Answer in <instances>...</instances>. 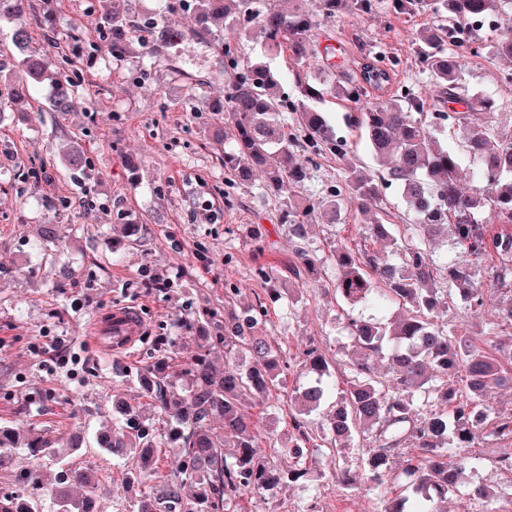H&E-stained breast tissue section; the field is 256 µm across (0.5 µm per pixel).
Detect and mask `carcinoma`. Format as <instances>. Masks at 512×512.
Masks as SVG:
<instances>
[{"mask_svg":"<svg viewBox=\"0 0 512 512\" xmlns=\"http://www.w3.org/2000/svg\"><path fill=\"white\" fill-rule=\"evenodd\" d=\"M277 0H192L201 25L222 24L238 35L262 39L266 52H287L296 61L293 73L296 95L284 96L282 78L263 58L232 67L224 99L209 103V110L224 114V171L231 181L245 184L261 178L263 193L278 204V217L288 226L293 243L288 279L308 284L328 283L347 306L346 330L352 347L350 376L339 388L328 381L330 361L315 342L301 353V365L314 374L310 382L288 395L294 405L292 434L286 442L273 430H262L245 412L250 404L270 399L284 387L292 363L272 337L256 326L269 309L288 299L277 271L256 268L268 285L256 304L237 311L233 299L239 289L227 282L224 306L210 307L198 315L183 313L179 328L196 333L195 349L180 355L157 348L151 360L135 368L116 370L125 381L139 385L162 420V430L145 420L136 408L121 400L114 413L120 432H101L96 445L115 460L134 454L138 469L127 475L135 485L156 477L157 449L177 450L179 461L151 489L135 498L128 512H236L247 495L270 494L276 488L303 478L297 448H326L336 454L348 449L358 436L369 448L364 469L375 500L374 512H442L435 504L447 502L456 488L463 465L478 457L460 452L473 448L481 427L491 425L500 440H512V409L487 412L485 397L492 390H512V350L501 353L499 336L512 329V303L497 317L484 320L492 292L512 293V234L487 237L481 225L512 224V139L499 135L494 121L504 103L463 92L459 84L462 56L456 47L472 37L469 20L476 15L502 14L505 0H438L441 23L420 29L414 36V58L428 71L438 106L464 103L454 112L457 131L418 118L420 104L399 94L381 101L366 99V87L389 82L394 61L377 55L367 59L363 81L330 86L322 71L309 62L316 22L303 0L282 9ZM55 0H43L35 11L30 0H0V19L15 22L12 41L27 49L30 32L50 21ZM112 51L123 48L134 33L131 23L108 0H98L92 19ZM486 56L512 62V26H508ZM46 84L55 112H69L79 84L46 54L30 51L21 69L6 70L0 61V100L21 99L31 87ZM350 104L347 126L364 137L371 153L390 159L385 171L368 172L348 162V142L337 138L322 105L326 97ZM451 134L446 144L439 136ZM329 154L341 162L340 185L317 200L296 201L295 188L307 177L299 152ZM476 158L490 182L473 191L459 185L463 159ZM60 161L87 174L88 154L72 144ZM394 188L405 203L403 217L384 207L385 191ZM372 213L367 236L385 242L382 255L366 247H335L333 272L304 244L306 228L314 223L334 224L346 205ZM407 223L408 235H397L396 219ZM452 226L456 245L482 258L490 253L498 264L484 271L481 284L466 265L448 260L434 265L430 245L441 228ZM64 242L58 225H41L37 249L46 257L60 251ZM456 289L474 330L460 332L436 320L444 296ZM395 306L400 316L382 321L364 309ZM229 358L224 371L215 369L211 354ZM428 394L439 407L423 413L417 394ZM335 395L324 424L317 432L307 429L302 416L318 409ZM273 448L262 452V442ZM29 450L31 464L19 471L23 493L0 498V512H43L41 499L51 495L57 512H96L90 507L105 491L99 472L76 467L71 457L83 443L76 437L67 445L41 433L21 437L14 428L0 425V469L14 467L12 449ZM403 473L410 479L413 498L393 488L390 459L405 447ZM295 458L284 468L275 455ZM49 461L58 468L55 487L43 483L42 467Z\"/></svg>","mask_w":512,"mask_h":512,"instance_id":"obj_1","label":"carcinoma"}]
</instances>
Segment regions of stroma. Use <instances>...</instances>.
Listing matches in <instances>:
<instances>
[{
	"label": "stroma",
	"instance_id": "35a3bbf8",
	"mask_svg": "<svg viewBox=\"0 0 512 512\" xmlns=\"http://www.w3.org/2000/svg\"><path fill=\"white\" fill-rule=\"evenodd\" d=\"M116 9L135 21L156 17L154 26L136 32L134 50L122 57L105 52H78L70 39L82 21L84 0H57L50 36L34 32L33 47L53 58L71 60V76L80 82L72 112L49 109V89L32 90L27 99L0 113V167L14 176L0 178V423L18 431L35 430L56 438L79 430L86 443L72 461L99 470L112 487L101 495L99 512H124L138 491L128 488L131 461L116 462L96 447L103 428L119 427L112 397L149 410L137 384L118 382L113 367L129 368L151 358L156 340L169 350L193 348V333L177 329L176 314L223 304L224 285H237V307L264 294L257 279L259 264L282 267L290 255L288 229L277 220L276 204L258 184L236 185L224 172V146L213 136L221 118L206 102L223 97L228 76L224 44L231 31L195 25L190 13L164 8L162 0H114ZM433 0H418L412 11L384 8L364 15L347 7L335 21H320L314 32V64L325 78L344 82L361 77L365 57L383 55L397 61L391 81L370 90L382 99L397 89L431 101L433 81L415 66L411 40L421 27L435 24ZM503 64L481 56L463 61L460 84L466 92L499 97L496 75ZM81 141L95 161L82 181L68 174L49 180L29 178L34 166L50 164L60 146ZM364 218L342 210L335 223L316 224L307 234L310 249L330 260L334 246L364 245ZM41 224L60 225L66 246L56 258H44L31 247ZM128 224L141 225V238L113 257V241ZM181 242L172 250L168 234ZM271 246L260 253L255 235ZM176 283L173 292L147 288L144 259ZM79 269V279L66 277ZM289 304L270 309L265 329L294 365L289 388L310 381L297 359L309 340L331 361V380L349 374L347 340L341 331L343 311L331 290L299 282L290 285ZM135 309L143 338L124 352L100 350L87 342V328L105 321L114 309ZM58 339L62 350L78 353L74 373L42 370L32 344ZM367 441L355 442L345 454H317L308 477L278 490L275 497L253 496L246 512H373L374 499L364 477ZM503 443L484 434L474 455L481 461L465 466L460 484L448 496V512H484L486 505L468 493L485 483L495 493L496 512H512V470L495 457ZM356 479L353 490L336 486L338 468Z\"/></svg>",
	"mask_w": 512,
	"mask_h": 512
}]
</instances>
